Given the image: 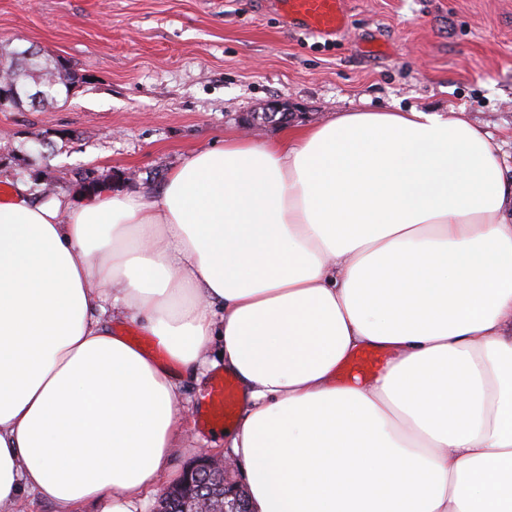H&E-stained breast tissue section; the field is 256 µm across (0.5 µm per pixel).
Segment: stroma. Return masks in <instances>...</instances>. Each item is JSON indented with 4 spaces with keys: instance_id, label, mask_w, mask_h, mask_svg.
<instances>
[{
    "instance_id": "obj_1",
    "label": "stroma",
    "mask_w": 512,
    "mask_h": 512,
    "mask_svg": "<svg viewBox=\"0 0 512 512\" xmlns=\"http://www.w3.org/2000/svg\"><path fill=\"white\" fill-rule=\"evenodd\" d=\"M347 30L319 37L262 0H0V42L42 47L83 74L68 100L0 107V192L27 183L86 202L104 192L155 194L192 154L242 131L276 103L292 127L339 112L415 107L487 131L512 182V0H348ZM180 383L183 432L145 505L199 449L225 454L222 427L200 424L219 361Z\"/></svg>"
}]
</instances>
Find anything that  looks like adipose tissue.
Masks as SVG:
<instances>
[{"label":"adipose tissue","instance_id":"ef3b65f1","mask_svg":"<svg viewBox=\"0 0 512 512\" xmlns=\"http://www.w3.org/2000/svg\"><path fill=\"white\" fill-rule=\"evenodd\" d=\"M140 323L163 365L113 333ZM253 512H512V188L488 133L342 112L153 197L0 202V507L140 512L214 341ZM390 360L340 385L356 352Z\"/></svg>","mask_w":512,"mask_h":512}]
</instances>
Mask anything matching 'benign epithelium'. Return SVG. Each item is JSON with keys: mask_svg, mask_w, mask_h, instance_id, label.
I'll use <instances>...</instances> for the list:
<instances>
[{"mask_svg": "<svg viewBox=\"0 0 512 512\" xmlns=\"http://www.w3.org/2000/svg\"><path fill=\"white\" fill-rule=\"evenodd\" d=\"M234 467L231 458L202 450L177 482L163 491L154 512H166L174 497L181 512H251L246 487L232 479Z\"/></svg>", "mask_w": 512, "mask_h": 512, "instance_id": "7a95c632", "label": "benign epithelium"}]
</instances>
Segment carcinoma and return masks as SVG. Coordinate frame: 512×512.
Here are the masks:
<instances>
[{"label": "carcinoma", "mask_w": 512, "mask_h": 512, "mask_svg": "<svg viewBox=\"0 0 512 512\" xmlns=\"http://www.w3.org/2000/svg\"><path fill=\"white\" fill-rule=\"evenodd\" d=\"M82 83V76L58 59H29L17 48L3 47L0 53V88L40 85L43 97L39 104L52 103L60 94L67 96Z\"/></svg>", "instance_id": "obj_1"}]
</instances>
